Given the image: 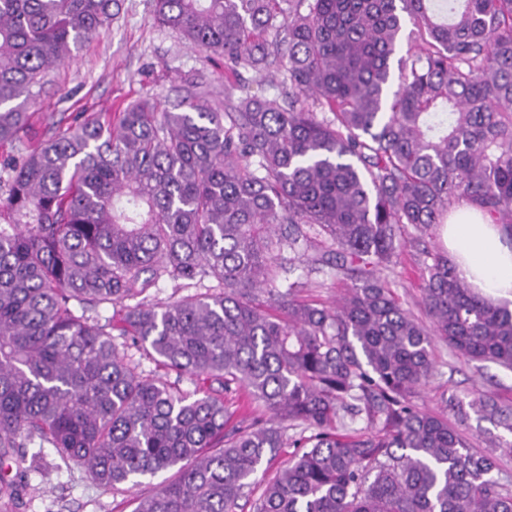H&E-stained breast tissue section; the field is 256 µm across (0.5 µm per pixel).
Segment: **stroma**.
Here are the masks:
<instances>
[{"label": "stroma", "mask_w": 512, "mask_h": 512, "mask_svg": "<svg viewBox=\"0 0 512 512\" xmlns=\"http://www.w3.org/2000/svg\"><path fill=\"white\" fill-rule=\"evenodd\" d=\"M200 73L213 96L224 95V61L204 60L177 34L154 24L148 0H120V9L108 27L75 50L70 61L50 72L47 83L31 105L26 133L29 145H38L61 118L76 112H119L132 101L158 96L182 99L186 80ZM404 248L391 276L392 288L405 308L421 314L425 252H444L440 225L421 236L411 225L400 229ZM436 371L430 386L416 397L417 405L446 410L450 397L471 399L486 392L512 408V371L492 363L459 360L442 341H435ZM34 493L19 512H133L137 498L152 493L158 477H143L133 490L107 492L76 468L57 466L47 457L41 473L32 475Z\"/></svg>", "instance_id": "1"}]
</instances>
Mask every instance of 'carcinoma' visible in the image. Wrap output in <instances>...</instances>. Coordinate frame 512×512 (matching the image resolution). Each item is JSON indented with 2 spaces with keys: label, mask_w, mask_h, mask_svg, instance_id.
Wrapping results in <instances>:
<instances>
[{
  "label": "carcinoma",
  "mask_w": 512,
  "mask_h": 512,
  "mask_svg": "<svg viewBox=\"0 0 512 512\" xmlns=\"http://www.w3.org/2000/svg\"><path fill=\"white\" fill-rule=\"evenodd\" d=\"M116 6L0 0V143L15 149L0 176V512H18L45 448L111 490L177 468L133 512H238L285 423L296 452L254 512H512L497 459L460 429L473 411L512 432V409L453 401L452 425L414 403L436 338L512 370V301L439 253L428 322L389 288L401 225L426 230L459 199L512 240V0H150L158 26L224 59L229 85L255 72L278 93L211 99L197 74L176 104L144 97L26 146L47 75ZM320 273L341 295L300 299ZM167 281L188 294L148 302ZM233 386L268 420L230 425Z\"/></svg>",
  "instance_id": "carcinoma-1"
}]
</instances>
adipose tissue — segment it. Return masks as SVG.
<instances>
[{
  "label": "adipose tissue",
  "instance_id": "ef3b65f1",
  "mask_svg": "<svg viewBox=\"0 0 512 512\" xmlns=\"http://www.w3.org/2000/svg\"><path fill=\"white\" fill-rule=\"evenodd\" d=\"M443 240L460 276L495 300H512V244L498 224L467 202L449 218Z\"/></svg>",
  "mask_w": 512,
  "mask_h": 512
}]
</instances>
